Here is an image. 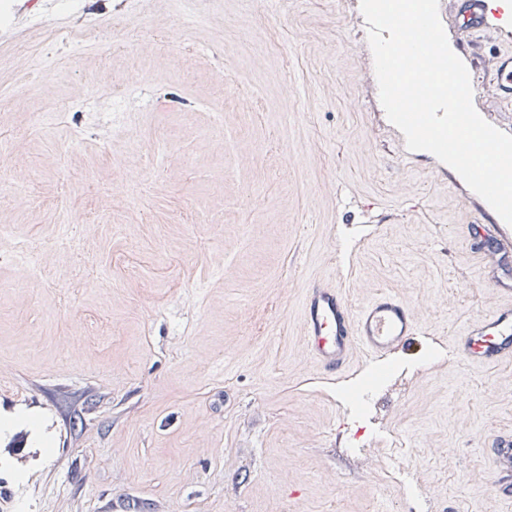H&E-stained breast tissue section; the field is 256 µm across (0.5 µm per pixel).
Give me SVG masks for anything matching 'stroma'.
I'll use <instances>...</instances> for the list:
<instances>
[{
  "label": "stroma",
  "instance_id": "1",
  "mask_svg": "<svg viewBox=\"0 0 512 512\" xmlns=\"http://www.w3.org/2000/svg\"><path fill=\"white\" fill-rule=\"evenodd\" d=\"M9 2L0 134L33 195L0 182V444L29 442L0 456V512H512L485 447L512 431V363L445 350L497 301L488 228L388 120L360 0H201L199 26L172 0ZM442 24L512 134L494 38ZM19 43L52 58L55 100L11 67ZM60 107L67 124H33ZM376 210L370 237H338ZM331 276L355 307L396 291L420 350L317 375L298 306ZM340 420L365 429L343 463Z\"/></svg>",
  "mask_w": 512,
  "mask_h": 512
}]
</instances>
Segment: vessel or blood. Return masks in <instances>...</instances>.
Returning a JSON list of instances; mask_svg holds the SVG:
<instances>
[{"label": "vessel or blood", "instance_id": "obj_1", "mask_svg": "<svg viewBox=\"0 0 512 512\" xmlns=\"http://www.w3.org/2000/svg\"><path fill=\"white\" fill-rule=\"evenodd\" d=\"M457 20L472 30L501 33L494 78L500 98L512 105V33L489 11L487 0H453ZM504 277L496 282L501 304L475 321L448 347V357L484 367L512 362V226L497 224L490 237ZM304 344L317 372L340 380L362 364L385 363L409 355L424 334L413 308L396 292L382 290L359 308H352L335 279L316 281L304 289L299 302ZM494 486L512 493V433L492 439L489 456Z\"/></svg>", "mask_w": 512, "mask_h": 512}]
</instances>
